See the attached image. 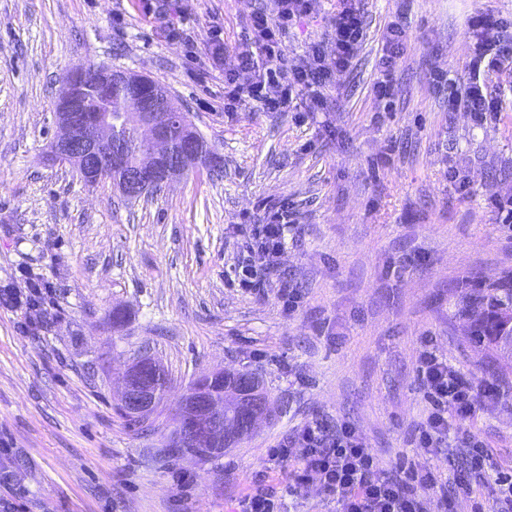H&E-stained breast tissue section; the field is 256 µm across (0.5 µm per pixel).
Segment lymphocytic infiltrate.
I'll use <instances>...</instances> for the list:
<instances>
[{"label":"lymphocytic infiltrate","mask_w":512,"mask_h":512,"mask_svg":"<svg viewBox=\"0 0 512 512\" xmlns=\"http://www.w3.org/2000/svg\"><path fill=\"white\" fill-rule=\"evenodd\" d=\"M315 3L271 0L270 7L254 9L250 35L231 56H224L220 38H211V54L224 59L225 111H236L247 99L266 112L291 111L297 88H321L334 72L348 67L363 35L361 15L350 4L343 5L330 21L332 54H325L323 47L317 46L310 63L289 64L281 33L288 23L312 14ZM241 72L250 73L249 83H238ZM291 224L292 214L283 203L266 209L261 221L250 225L245 254L235 268L240 288L250 292L264 288V273L277 268ZM422 341L427 349L419 359L418 379L425 414L415 429L414 440L418 447L437 449L448 439L449 420H471L481 398H497L501 392L492 384L474 388L452 370L446 358L431 351L432 336H423ZM466 446L467 467L454 480L408 461L392 475L380 467L351 423L310 420L269 449L271 465L281 469L279 478L255 477L236 500L235 512H287L288 501L298 500L313 484L327 512H423L425 497H444L451 491L472 500L471 512H512V465L489 476L492 492L481 496L472 477L484 467L486 445L472 438Z\"/></svg>","instance_id":"lymphocytic-infiltrate-1"}]
</instances>
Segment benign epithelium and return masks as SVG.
Instances as JSON below:
<instances>
[{
  "label": "benign epithelium",
  "instance_id": "obj_1",
  "mask_svg": "<svg viewBox=\"0 0 512 512\" xmlns=\"http://www.w3.org/2000/svg\"><path fill=\"white\" fill-rule=\"evenodd\" d=\"M85 80L83 68L63 79L55 102V131L49 145L54 162L76 168L90 185L100 181L105 164L122 169V193L126 197H136L153 187L160 189L195 164L198 157L195 139L188 137L183 148H172L170 131L175 118L168 111V93L145 77L108 69L96 75L97 90L103 97L112 95L115 83H136L151 88V93L142 98L139 118L152 149L136 165L126 166L124 154L112 138V113L98 112L92 116L85 112ZM142 371L144 368L137 361L128 366L118 406L134 416L145 417L152 413L156 395L151 386L143 383ZM235 379L241 415L234 427H224V398L203 392L192 403L183 405L190 421L187 442L222 446L241 434L250 433L263 419L264 402L252 390L255 377L237 372Z\"/></svg>",
  "mask_w": 512,
  "mask_h": 512
}]
</instances>
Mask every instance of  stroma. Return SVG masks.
Segmentation results:
<instances>
[{"instance_id":"stroma-1","label":"stroma","mask_w":512,"mask_h":512,"mask_svg":"<svg viewBox=\"0 0 512 512\" xmlns=\"http://www.w3.org/2000/svg\"><path fill=\"white\" fill-rule=\"evenodd\" d=\"M261 0H0V291L49 292L32 312L0 304V498L21 512H232L265 472L271 445L310 419L346 420L389 472L429 456L410 435L424 415L421 338L475 386L512 393V354H489L455 303L512 270V64L473 69L476 20L512 38V0H353L363 38L323 90L289 112L224 109V63ZM343 0H318L283 37L288 60L328 45ZM410 38L394 94L380 100L383 35ZM102 64L165 86L209 152L167 187L122 200L49 161L53 112L70 69ZM443 82H434L435 74ZM480 84L497 112L459 102ZM288 204L294 223L278 272L249 293L234 283L245 230ZM298 288L286 312L279 275ZM122 323H112V312ZM149 354L168 384L146 430L116 411L129 364ZM494 362L495 374L485 370ZM255 375L271 416L202 461L170 445L199 378ZM512 462V408L484 400L456 426Z\"/></svg>"}]
</instances>
